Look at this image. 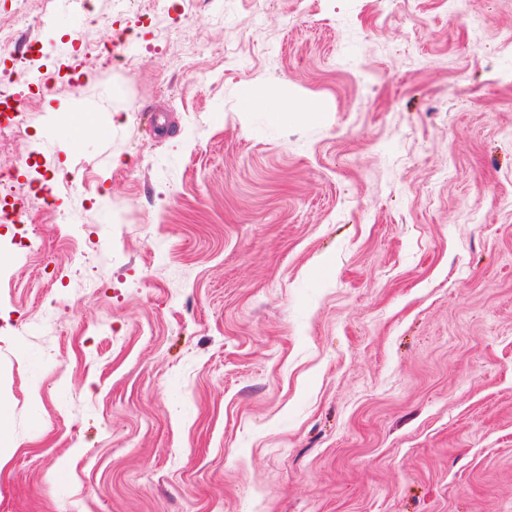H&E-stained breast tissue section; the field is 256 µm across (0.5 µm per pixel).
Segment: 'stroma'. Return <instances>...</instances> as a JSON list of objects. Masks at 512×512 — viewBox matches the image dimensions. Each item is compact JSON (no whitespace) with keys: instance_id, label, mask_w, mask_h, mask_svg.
<instances>
[{"instance_id":"1","label":"stroma","mask_w":512,"mask_h":512,"mask_svg":"<svg viewBox=\"0 0 512 512\" xmlns=\"http://www.w3.org/2000/svg\"><path fill=\"white\" fill-rule=\"evenodd\" d=\"M94 5L133 67L65 82L66 0L20 26L0 512H512V0H213L160 44ZM242 104L249 111L279 114L285 121H288L290 117L298 113H310L308 112L309 109L301 103L294 105L283 104L277 99L258 96L251 90L243 92Z\"/></svg>"}]
</instances>
